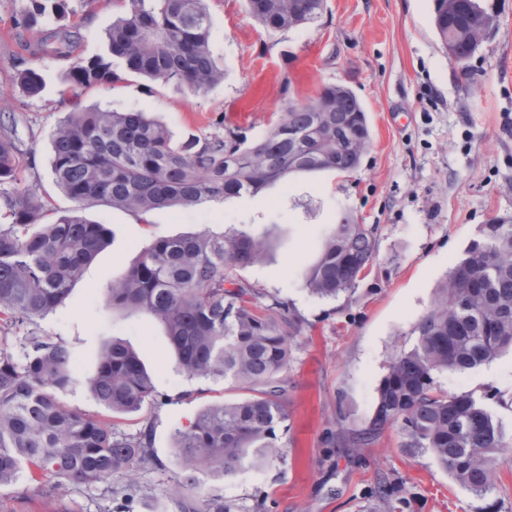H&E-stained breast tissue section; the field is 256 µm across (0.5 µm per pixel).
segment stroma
I'll use <instances>...</instances> for the list:
<instances>
[{
    "instance_id": "1",
    "label": "stroma",
    "mask_w": 512,
    "mask_h": 512,
    "mask_svg": "<svg viewBox=\"0 0 512 512\" xmlns=\"http://www.w3.org/2000/svg\"><path fill=\"white\" fill-rule=\"evenodd\" d=\"M500 24L460 67L442 48L432 26L433 0H326L321 18L270 32L248 15L245 0H205L211 47L224 80L194 92L177 83L128 76L113 86L83 91L87 107L142 111L179 140L237 125L260 137L289 102L344 84L362 100L373 147L357 172L296 174L254 196L193 208L165 207L139 216L97 203L87 218L106 225L108 247L85 268L63 303L32 328L9 330L19 351L27 331L50 337L73 352L79 382L61 401L84 413L106 412L92 391L102 349L120 340L138 352L164 405L146 402L139 412L116 415L114 428L136 433L152 424L155 463L135 480L117 475L114 489L128 494L132 512H176L170 499L179 470L173 433L207 405L246 397L232 381L191 378L181 372L163 326L142 313L106 303L114 275L132 266L155 238L236 227L263 240L266 252L238 279L288 304L300 333L290 346L288 428L279 431L283 457L224 479L200 474L196 496L222 495L233 512H376L372 491L390 480L402 512H512V462L503 464L495 488L479 500L454 483L430 454H410L396 429L361 454L344 439L373 415L377 388L396 347L412 346V326L424 314L436 282L474 240L481 225L512 217V0H480ZM21 0H0V123L12 126L21 152L20 184H0V196L28 188L50 202L42 223L72 212L74 202L53 181L52 134L68 113L60 91L70 62L35 51V33L15 28ZM74 57L100 54L115 0H69ZM35 67L43 90L26 96L13 78ZM346 210L377 226L373 265L354 290L334 299L313 296L303 272L318 256L322 236ZM482 368L448 372L439 383L451 393L486 396V405L512 439V353ZM5 512H57L59 497L27 481L0 490Z\"/></svg>"
}]
</instances>
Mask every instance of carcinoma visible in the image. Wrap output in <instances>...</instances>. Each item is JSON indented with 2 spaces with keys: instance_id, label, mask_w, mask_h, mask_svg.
<instances>
[{
  "instance_id": "obj_1",
  "label": "carcinoma",
  "mask_w": 512,
  "mask_h": 512,
  "mask_svg": "<svg viewBox=\"0 0 512 512\" xmlns=\"http://www.w3.org/2000/svg\"><path fill=\"white\" fill-rule=\"evenodd\" d=\"M14 25L38 28L44 17L65 18L67 0H28ZM125 13L112 22L102 55L77 59L61 95L117 83L130 73L208 90L224 79L210 46L205 0H120ZM249 14L270 31L313 23L325 0H246ZM492 18L477 0H434L433 23L448 57L464 64L489 37ZM73 31L45 32L42 53L70 56ZM120 65L122 70L115 69ZM30 96L42 90L37 69L18 73ZM371 145L366 111L343 84L326 85L303 103L289 104L263 135L248 139L224 124L223 133L182 144L141 112L72 110L58 122L52 147L57 186L78 208L53 224L31 227L43 209L29 189L5 200L12 223L0 227V329L31 324L53 311L84 268L110 241L109 229L82 215L98 202L138 215L179 206L255 195L296 173H354ZM15 143L0 132V184L17 180ZM483 240L468 246L438 281L434 298L411 330L413 346L396 351L378 388L374 415L351 441L358 452L388 428L400 447L424 451L460 487L483 497L498 467L512 460V444L486 405L472 393L441 389L437 377L465 373L512 352V221L482 225ZM265 245L230 227L159 238L125 272L112 277L107 303L140 311L167 332L178 368L192 377L231 379L250 396L214 403L174 432L181 468L174 485L180 512H231L224 498L203 507L182 496L198 474L234 476L282 455L277 430L285 427L290 342L299 333L288 305L240 282L235 272L263 258ZM375 228L341 214L305 272L319 298L352 291L371 267ZM16 359L0 336V488L25 478L64 495L68 485L106 486L99 512L112 506V476L132 474L152 461L153 429L125 435L107 418L66 407L58 393L74 386L71 351L34 333ZM90 386L114 414L139 411L155 386L139 354L114 340L101 352Z\"/></svg>"
}]
</instances>
